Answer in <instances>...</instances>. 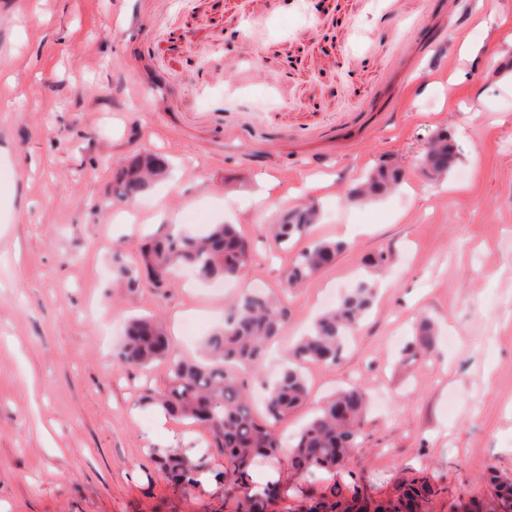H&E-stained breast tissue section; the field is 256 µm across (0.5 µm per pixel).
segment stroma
Returning a JSON list of instances; mask_svg holds the SVG:
<instances>
[{"instance_id":"stroma-1","label":"stroma","mask_w":512,"mask_h":512,"mask_svg":"<svg viewBox=\"0 0 512 512\" xmlns=\"http://www.w3.org/2000/svg\"><path fill=\"white\" fill-rule=\"evenodd\" d=\"M512 0H0V512H233L213 482L168 487L150 457L201 435L145 404L168 366L118 367L127 320L160 318L197 357L247 289L278 291L311 239L344 242L334 266L297 288L261 365L274 379L334 294L374 283L375 302L332 365L300 371L309 400L284 444L333 393L371 407L340 481L392 497L414 473L441 492L428 512L491 498L512 478ZM241 38L225 46L226 34ZM480 44L477 58L462 50ZM449 130L458 160L419 159ZM154 150L169 176L132 206L110 203L112 163ZM406 181L345 203L380 162ZM318 202L312 238L264 237ZM236 225L249 270L212 293L175 275L126 287L140 239L160 225ZM391 252L387 265L366 256ZM435 350L403 361L421 317Z\"/></svg>"}]
</instances>
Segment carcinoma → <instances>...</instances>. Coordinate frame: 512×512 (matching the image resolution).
Segmentation results:
<instances>
[{
    "label": "carcinoma",
    "instance_id": "carcinoma-1",
    "mask_svg": "<svg viewBox=\"0 0 512 512\" xmlns=\"http://www.w3.org/2000/svg\"><path fill=\"white\" fill-rule=\"evenodd\" d=\"M456 160V146L448 134H435L420 159L421 167L433 176L448 173ZM169 162L162 154L150 151L133 154L118 163L112 176V198L130 206L153 184L163 179ZM403 180L400 167L383 163L370 171L347 199L367 202L395 190ZM319 216L317 204L287 211L268 225L274 245L282 246L298 237L310 236ZM345 245L319 240L305 249L294 265L285 271L278 292L259 290L231 299L225 306L224 327L213 332L204 345L206 362L197 363L173 356L172 343L160 323L152 318L131 321L117 361L124 367L145 368L156 361H170L169 375L162 389L146 398L159 404L179 419L189 420L207 437V447L224 455V469L213 470L210 453L194 448H157L152 458L163 482L175 489L200 487L199 477L213 474L218 483L234 492L233 512H275L285 495L278 481L260 489L253 485L251 469L256 458H279L282 444L275 426L300 407L309 397L305 379L296 368L302 362L331 364L343 349V340L356 329L375 300V286L362 281L345 296L341 305L323 314L314 334L304 337L289 352L278 378L266 387L264 416H259L243 377L259 376L266 347L281 335L288 317V295L313 275L332 267ZM254 244L233 224H215L203 233L174 232L156 234L139 247L141 265L117 266L127 283L146 273L155 288L169 286L175 268H185L201 280L240 276L252 262ZM435 346L432 323L420 320L413 354H429ZM367 400L353 388L328 401L322 414L309 422L296 436L288 451V465L306 476L316 470L334 472L345 467L347 456L356 446L364 422ZM495 487L497 512H512V479L490 473ZM437 488L424 475L400 485L393 499L376 500L367 493L335 482L329 491L309 497L306 512H423Z\"/></svg>",
    "mask_w": 512,
    "mask_h": 512
}]
</instances>
